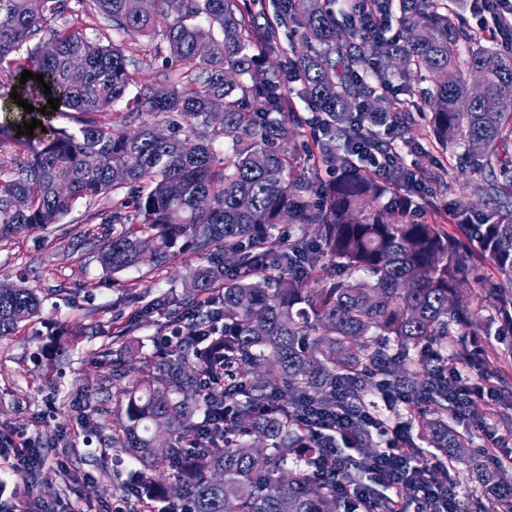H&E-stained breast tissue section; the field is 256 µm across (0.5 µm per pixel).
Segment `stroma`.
Wrapping results in <instances>:
<instances>
[{"mask_svg":"<svg viewBox=\"0 0 512 512\" xmlns=\"http://www.w3.org/2000/svg\"><path fill=\"white\" fill-rule=\"evenodd\" d=\"M57 23L81 31L90 40L122 45L126 56L136 62L138 85L166 84L175 70L161 36L117 32L85 0H70L69 10ZM403 139L406 159L417 168L441 160L423 119H416ZM473 177V172L446 167L442 180L429 184L433 198L430 205L422 206L421 217H428L434 207L447 213L467 203L459 185ZM111 210L112 202L106 198L90 205L81 201L61 223L32 226L0 244V283L34 289L43 299L39 317L24 323L16 335L0 339V432L25 433L39 443L46 458L36 483L26 475L0 470V506L13 508L32 497L55 512H112L113 503L127 494V480L138 467L128 458L117 468H100V459L115 456L116 451L76 423L77 408L99 398L102 369L97 353L110 346L113 329L132 312L127 289H136L146 303L170 292L182 293L198 260L184 254L161 272L144 265L106 273L91 234ZM75 323L85 330L82 341L59 350L61 331ZM458 429L470 435L471 447L455 469L445 474L432 471L431 479L455 483L467 504L485 494L470 463L484 436L471 424H459Z\"/></svg>","mask_w":512,"mask_h":512,"instance_id":"stroma-1","label":"stroma"}]
</instances>
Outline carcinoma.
Masks as SVG:
<instances>
[{
  "label": "carcinoma",
  "instance_id": "cac0c4a2",
  "mask_svg": "<svg viewBox=\"0 0 512 512\" xmlns=\"http://www.w3.org/2000/svg\"><path fill=\"white\" fill-rule=\"evenodd\" d=\"M92 2L112 29L166 41L179 72L133 101L172 131L147 122L124 130L116 107L135 83L129 60L115 44L51 24L68 0H0V77L13 78L35 111L11 97L0 110L14 133L43 123L14 137L26 160L0 168V243L60 223L80 200L110 196L112 232L98 243L106 272L161 270L185 253L200 260L182 297L141 306L112 332L121 358L100 354L112 366L102 388H116L105 441L139 462L132 489L187 501L192 512H392L381 494L345 502L341 482H364V467L343 454L326 463L320 449L336 440L316 427L345 386L353 443L374 447L361 416L365 387L383 374L418 428L400 443L410 457L470 443L453 425L441 351L463 352L477 312H512V20L498 19L485 46L455 0H348L341 27L332 0H276L275 27L256 24L241 0ZM394 17L401 35L391 39ZM280 27L300 29L306 51L257 67L255 49L279 53ZM368 63L379 83L396 74L429 81L411 92L434 143L458 168L483 174L462 186L483 208L457 209L451 232L414 218L417 203L397 181L352 162L361 108L382 107L373 84L352 78ZM293 64L308 108L328 119L308 156L285 147L299 123L280 93ZM25 70L43 76L58 111L79 114L78 131L49 124L48 96L31 78L20 83ZM219 136L222 161L212 150ZM322 166L334 176L317 191ZM133 184L148 191L131 201L124 189ZM285 221L300 233L275 235ZM329 260L345 278L328 273ZM481 261L508 286L461 305L457 289ZM156 308L179 342L138 359L134 333ZM40 309L34 290L0 285V338ZM299 448L314 452L300 460ZM485 477L493 507L476 498L469 512H512V484L491 470Z\"/></svg>",
  "mask_w": 512,
  "mask_h": 512
}]
</instances>
